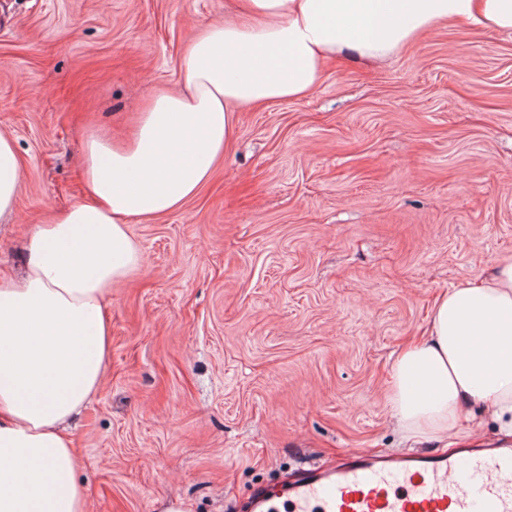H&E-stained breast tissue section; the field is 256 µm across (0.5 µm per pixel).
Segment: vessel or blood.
<instances>
[{"instance_id":"1","label":"vessel or blood","mask_w":512,"mask_h":512,"mask_svg":"<svg viewBox=\"0 0 512 512\" xmlns=\"http://www.w3.org/2000/svg\"><path fill=\"white\" fill-rule=\"evenodd\" d=\"M251 512H512V448L376 455L308 467L257 490Z\"/></svg>"}]
</instances>
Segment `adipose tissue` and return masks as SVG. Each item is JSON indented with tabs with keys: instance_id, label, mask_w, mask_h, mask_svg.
Masks as SVG:
<instances>
[{
	"instance_id": "obj_1",
	"label": "adipose tissue",
	"mask_w": 512,
	"mask_h": 512,
	"mask_svg": "<svg viewBox=\"0 0 512 512\" xmlns=\"http://www.w3.org/2000/svg\"><path fill=\"white\" fill-rule=\"evenodd\" d=\"M447 22L510 32L512 0H236L223 24L190 38L183 90H156L129 142L87 138V199L32 229L25 275L0 281V512H87L67 425L105 376L104 298L144 265L129 224L197 193L238 108L305 96L328 59L379 64ZM21 178L0 135V217ZM479 401L512 437V258L442 293L427 336L391 363L387 403L410 443L462 436Z\"/></svg>"
}]
</instances>
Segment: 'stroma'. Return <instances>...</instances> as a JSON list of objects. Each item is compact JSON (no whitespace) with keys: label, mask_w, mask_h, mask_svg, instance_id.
<instances>
[{"label":"stroma","mask_w":512,"mask_h":512,"mask_svg":"<svg viewBox=\"0 0 512 512\" xmlns=\"http://www.w3.org/2000/svg\"><path fill=\"white\" fill-rule=\"evenodd\" d=\"M231 0H0V134L22 162L0 276L85 196L93 131L129 141ZM107 299L112 354L73 445L88 512H241L347 452L409 445L395 353L436 297L512 256V32L441 24L390 61L339 58L306 98L235 114L209 182L137 219Z\"/></svg>","instance_id":"35a3bbf8"}]
</instances>
